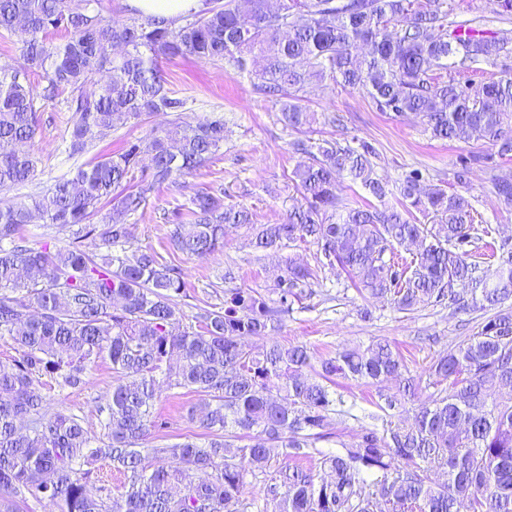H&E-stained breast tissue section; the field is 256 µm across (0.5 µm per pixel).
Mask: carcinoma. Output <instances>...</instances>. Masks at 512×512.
I'll return each mask as SVG.
<instances>
[{
    "instance_id": "carcinoma-1",
    "label": "carcinoma",
    "mask_w": 512,
    "mask_h": 512,
    "mask_svg": "<svg viewBox=\"0 0 512 512\" xmlns=\"http://www.w3.org/2000/svg\"><path fill=\"white\" fill-rule=\"evenodd\" d=\"M98 0H0V31L21 39L27 68L0 67V193L31 180L38 157L23 149L37 129V100L74 94L69 150L81 153L118 124L150 113L180 112L186 101L168 87L161 61L192 56L246 73L258 94L281 104V120L297 131L315 122L306 110L314 82L357 90L394 117L412 115L438 140L482 142L489 152L463 160L491 172L493 192L512 206V176L496 160L512 157V67L473 92L443 78L448 58L460 72L512 56V29L492 31L476 19L451 20L448 0H211L183 25L152 17L119 22L92 8ZM64 33L57 40L58 33ZM367 47L360 54L358 49ZM263 65L253 72L248 61ZM46 81L39 88L30 74ZM106 80L90 93L97 74ZM224 119L175 125L130 140L116 154L80 167L29 203L0 199V339L18 356L0 361V512L29 499L52 512H251L245 487L264 476V512H512V249L504 240L493 264L477 260L491 235L474 223L465 195L424 189L411 170L400 179L401 208L387 203L388 183L374 173L366 141L291 143L304 156L292 180L302 202L278 224L255 228V245L280 250L311 242L357 290L412 313L443 301L484 314L477 331L429 367L438 391L421 397L404 357L387 340L347 347L314 366L304 344L273 343L257 351L248 339L282 326V315L317 279L292 259L275 269L273 294L224 290V311L185 323L179 307L182 269L151 248L116 255L128 219L154 191L193 175L224 147ZM146 164H141V161ZM343 177L379 202L353 207L338 192ZM102 225L89 223L102 202ZM190 224L179 215L167 247L207 258L224 248L226 229L252 223L247 208L224 202L220 189L190 196ZM39 220L74 229L65 248L26 244L22 228ZM97 237L91 256L81 239ZM9 246H3V242ZM425 245L411 262L395 249ZM468 286L466 301L454 286ZM108 360L118 374L103 411L106 438L82 417L51 411L45 386L76 388ZM380 388L382 428H363L351 442L333 431L339 404L335 379ZM201 397L194 437L143 447L168 428L155 411L160 383ZM413 405L409 423L392 418ZM342 451L314 456L320 439ZM284 465L274 469L272 461ZM123 475L112 486V472Z\"/></svg>"
}]
</instances>
